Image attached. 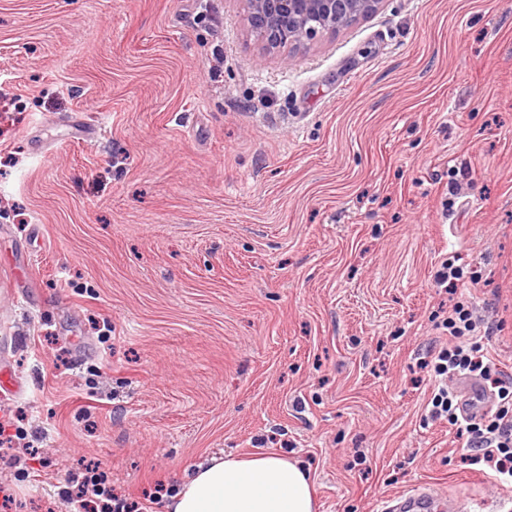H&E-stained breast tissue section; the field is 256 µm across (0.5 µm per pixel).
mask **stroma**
Listing matches in <instances>:
<instances>
[{
  "label": "stroma",
  "mask_w": 512,
  "mask_h": 512,
  "mask_svg": "<svg viewBox=\"0 0 512 512\" xmlns=\"http://www.w3.org/2000/svg\"><path fill=\"white\" fill-rule=\"evenodd\" d=\"M459 301L512 387V0L268 55L241 0H0V418L46 429L44 467L0 457L9 512L228 453L288 455L317 512H497L425 415Z\"/></svg>",
  "instance_id": "35a3bbf8"
}]
</instances>
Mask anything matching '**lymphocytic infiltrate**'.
<instances>
[{
    "label": "lymphocytic infiltrate",
    "instance_id": "obj_1",
    "mask_svg": "<svg viewBox=\"0 0 512 512\" xmlns=\"http://www.w3.org/2000/svg\"><path fill=\"white\" fill-rule=\"evenodd\" d=\"M446 325L448 345L434 355L431 363L440 383L431 392L430 412L433 416L447 418L456 426L458 438L474 451L475 462L484 464L501 482H512V389L499 388L500 406L491 418L467 420L459 415L458 396L448 388V376L469 373L488 378L494 364L488 360L483 336L464 305L453 307ZM165 490V485H155L153 495ZM153 495L127 497L112 487L102 474L89 468L72 477L62 500L66 512H149Z\"/></svg>",
    "mask_w": 512,
    "mask_h": 512
}]
</instances>
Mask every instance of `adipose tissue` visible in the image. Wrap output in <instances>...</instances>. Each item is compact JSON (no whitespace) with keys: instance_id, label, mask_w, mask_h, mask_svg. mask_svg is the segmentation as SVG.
Returning <instances> with one entry per match:
<instances>
[{"instance_id":"ef3b65f1","label":"adipose tissue","mask_w":512,"mask_h":512,"mask_svg":"<svg viewBox=\"0 0 512 512\" xmlns=\"http://www.w3.org/2000/svg\"><path fill=\"white\" fill-rule=\"evenodd\" d=\"M168 512H316L307 472L282 454L224 455L200 465Z\"/></svg>"}]
</instances>
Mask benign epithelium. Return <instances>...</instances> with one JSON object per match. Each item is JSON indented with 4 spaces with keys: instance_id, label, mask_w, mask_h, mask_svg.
I'll return each instance as SVG.
<instances>
[{
    "instance_id": "benign-epithelium-1",
    "label": "benign epithelium",
    "mask_w": 512,
    "mask_h": 512,
    "mask_svg": "<svg viewBox=\"0 0 512 512\" xmlns=\"http://www.w3.org/2000/svg\"><path fill=\"white\" fill-rule=\"evenodd\" d=\"M251 33L267 51L335 33L378 10L383 0H243Z\"/></svg>"
}]
</instances>
